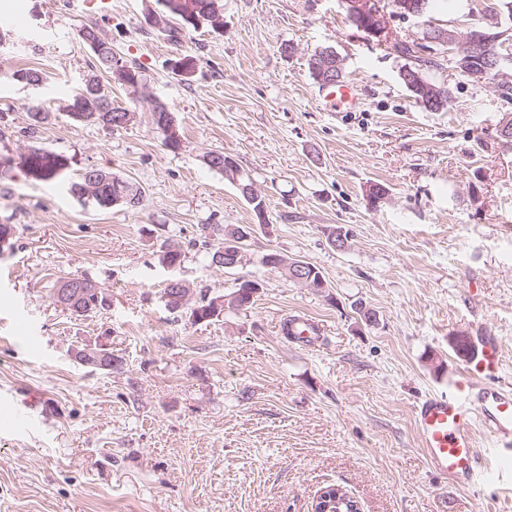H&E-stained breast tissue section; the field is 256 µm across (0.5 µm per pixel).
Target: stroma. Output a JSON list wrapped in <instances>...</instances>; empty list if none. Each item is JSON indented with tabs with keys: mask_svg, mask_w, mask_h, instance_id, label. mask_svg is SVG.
<instances>
[{
	"mask_svg": "<svg viewBox=\"0 0 512 512\" xmlns=\"http://www.w3.org/2000/svg\"><path fill=\"white\" fill-rule=\"evenodd\" d=\"M220 4L223 31L173 42L145 21L155 0H0V148L38 145L70 157L71 175L101 169L143 191L138 209H102L57 182L0 177V224L14 227L0 257V404L19 415L0 423V512H311L329 484L362 512H512V480L497 478L482 427L490 477L473 486L430 469L415 427L417 403L463 375L452 336L495 339L512 384V143L497 135L512 104L448 69L434 75L452 93L446 110L425 111L403 59L368 43L339 0ZM429 21L460 39L512 30L492 0H431L424 18L391 25L419 40ZM89 24L138 68L139 92L99 69L78 36ZM324 47L361 111H318L308 60ZM184 54L197 59L187 77L170 68ZM22 68L42 82L12 79ZM90 76L133 122L68 117ZM158 101L176 116L180 149L162 143ZM210 151L237 176L209 168ZM375 183L389 193L374 206ZM207 224L250 227L244 264L197 253ZM333 227L349 229L345 249L329 245ZM168 240L186 254L179 268L159 259ZM272 251L313 263L325 288L265 266ZM72 277L94 281L108 307L74 317L57 306L51 288ZM243 277L263 284L253 303L210 321L161 297L173 278L226 296ZM294 315L316 322L313 342L286 336ZM101 336L121 367L72 359Z\"/></svg>",
	"mask_w": 512,
	"mask_h": 512,
	"instance_id": "35a3bbf8",
	"label": "stroma"
}]
</instances>
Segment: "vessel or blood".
Listing matches in <instances>:
<instances>
[{
    "instance_id": "vessel-or-blood-1",
    "label": "vessel or blood",
    "mask_w": 512,
    "mask_h": 512,
    "mask_svg": "<svg viewBox=\"0 0 512 512\" xmlns=\"http://www.w3.org/2000/svg\"><path fill=\"white\" fill-rule=\"evenodd\" d=\"M317 109L333 115L357 111L361 94L356 85L343 82L319 87L314 95ZM499 348L487 346L480 356L467 359L466 377L455 392L433 394L418 405L415 422L426 458L439 474L467 484L479 475L474 424H482L497 453L499 466L512 461V387L478 392L477 384L499 368Z\"/></svg>"
}]
</instances>
